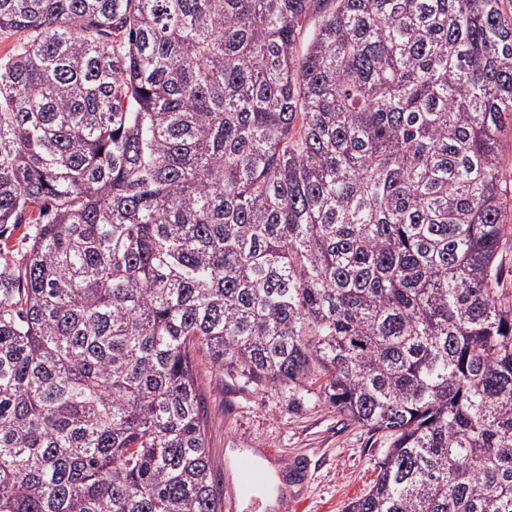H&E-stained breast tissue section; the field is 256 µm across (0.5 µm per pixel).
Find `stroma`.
<instances>
[{
  "label": "stroma",
  "mask_w": 512,
  "mask_h": 512,
  "mask_svg": "<svg viewBox=\"0 0 512 512\" xmlns=\"http://www.w3.org/2000/svg\"><path fill=\"white\" fill-rule=\"evenodd\" d=\"M199 377L212 477L221 492L235 496L237 512H261V501L242 489L240 461L232 456L236 450L267 456L279 473L293 458L306 460L304 486L291 484L282 492L265 485V494L278 498L274 512H293L296 502L300 512H345L347 503L374 483L385 444L323 400L284 387L262 390L231 375H216L205 365Z\"/></svg>",
  "instance_id": "obj_1"
}]
</instances>
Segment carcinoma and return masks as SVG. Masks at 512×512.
I'll return each instance as SVG.
<instances>
[{
  "mask_svg": "<svg viewBox=\"0 0 512 512\" xmlns=\"http://www.w3.org/2000/svg\"><path fill=\"white\" fill-rule=\"evenodd\" d=\"M3 30L0 512H224L198 359L386 441L346 512H512L502 0H0ZM500 263V288H505V292L512 294V237L505 236L498 256Z\"/></svg>",
  "mask_w": 512,
  "mask_h": 512,
  "instance_id": "1",
  "label": "carcinoma"
}]
</instances>
